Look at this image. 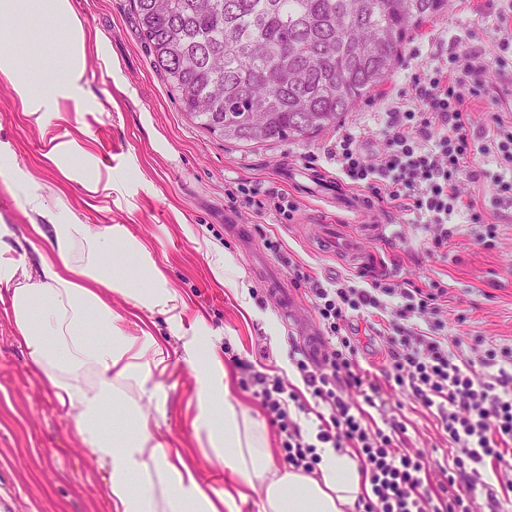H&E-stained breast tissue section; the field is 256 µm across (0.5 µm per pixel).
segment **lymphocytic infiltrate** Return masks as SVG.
<instances>
[{
	"label": "lymphocytic infiltrate",
	"instance_id": "lymphocytic-infiltrate-1",
	"mask_svg": "<svg viewBox=\"0 0 512 512\" xmlns=\"http://www.w3.org/2000/svg\"><path fill=\"white\" fill-rule=\"evenodd\" d=\"M498 2L497 56L456 52L451 65L423 69L390 102L375 144L345 131L330 149L350 185L377 203L435 225L431 244L437 250L447 246L448 224L456 214L484 225L487 238L496 236V224L487 221L476 199L462 192V181L488 183L498 204L512 206V112L498 105L484 83L487 69L501 63L502 52L512 48V0ZM478 100L493 107L479 141L471 131V106ZM487 158L495 171L484 167ZM292 271L295 282L309 284L315 312L328 335L337 339L321 360L303 354L292 362L312 396L332 407L317 427L316 443L353 449L358 458L362 479L370 485L358 497L361 512H471L484 469L498 476L512 471V345L489 344L476 360L463 349L450 348L444 337L411 327L400 328L391 340L382 375L409 391L423 408L434 410L451 445L453 465L442 470L439 483H432L430 461L411 450L405 424L393 420L382 428L372 418L380 387L363 367L358 347L343 334L351 317H371L383 309L381 285L328 288L300 266ZM445 294L436 282L401 289L402 317L437 315ZM236 365L243 387L259 398L276 427L288 465L312 471L318 462L315 443L291 418L281 378L241 359ZM351 390L362 395V403L348 399Z\"/></svg>",
	"mask_w": 512,
	"mask_h": 512
}]
</instances>
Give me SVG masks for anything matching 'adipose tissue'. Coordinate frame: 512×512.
Wrapping results in <instances>:
<instances>
[{"label": "adipose tissue", "mask_w": 512, "mask_h": 512, "mask_svg": "<svg viewBox=\"0 0 512 512\" xmlns=\"http://www.w3.org/2000/svg\"><path fill=\"white\" fill-rule=\"evenodd\" d=\"M21 22L47 34L64 26L66 50L41 54L38 70H31L12 49ZM91 41L104 51L105 38H89L72 0H0V77L35 125L66 121L65 102L79 110L91 106L85 68ZM46 157L63 179L88 193L111 191V171L102 170L72 132L53 137ZM0 178L19 198L30 236L48 242L28 259L15 248L12 228L0 224V303L42 384L72 413L75 433L106 469L109 512L237 510L232 493L206 487L185 454L156 438L167 413L165 377L174 344L193 371L195 431L239 485L262 488L260 512H347L354 505L361 475L350 449L316 448L319 462L311 474L274 463L265 424L230 397L224 357L205 319L190 316L186 299L142 240L121 224H87L60 190L35 181L2 142ZM116 244L137 263L144 284L113 269ZM116 295L126 299L127 311L113 310ZM156 315L170 339L154 335L148 320ZM116 406L118 427L112 424Z\"/></svg>", "instance_id": "1"}]
</instances>
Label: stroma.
I'll use <instances>...</instances> for the list:
<instances>
[{
    "label": "stroma",
    "mask_w": 512,
    "mask_h": 512,
    "mask_svg": "<svg viewBox=\"0 0 512 512\" xmlns=\"http://www.w3.org/2000/svg\"><path fill=\"white\" fill-rule=\"evenodd\" d=\"M88 33L108 39L111 63L96 50L87 56L88 89L94 101L81 112L83 138L100 161H111L112 192L89 195L74 182H58L45 154L57 127L31 124L7 82L0 80V139L11 142L18 162L38 179L61 183L73 208L98 227L126 225L152 250L171 284L205 315L220 349L241 359L260 362L288 387L301 390L309 413H329L327 403L305 391L297 369L289 362L291 346L305 336H325L308 287L293 288L291 315H284L249 269L248 255L228 226L248 224L258 244L276 238L287 257L269 255L274 269L292 280L291 264H299L321 283L351 280L404 281L421 285L444 282L446 311L438 325L422 329L480 353L487 342L512 345V220L499 221L500 209L485 184L464 190L482 204L488 221L497 223L493 243L483 240L484 227L454 218L447 247L426 249L433 230L407 211L388 210L379 218L385 235L365 242V265L340 255L314 250L313 240L323 219L319 200L301 194L288 181L286 169L320 170L336 176L328 150L336 138L328 131L297 142H269L242 147L212 137L188 121L152 66L130 0H76ZM497 13L489 0H448L437 18L427 23L405 47L399 68L378 92L348 113L342 129L375 136L385 120V107L396 93L408 88L415 74L433 64L442 48L496 50L493 31ZM245 185L258 190H285L297 210L292 221L279 223L251 207L232 202L230 192ZM224 248L234 261L233 285L218 282L203 252L200 238ZM279 345H272V337ZM169 412L157 438L170 448L189 449L207 485L224 490L233 484L228 471L212 458L205 441L192 426L188 402L193 390L190 366L172 352L167 376ZM375 419L406 422L414 449L433 463L448 458V437L436 419L396 386H383ZM105 470L81 447L72 417L56 407L43 388L39 371L18 342L14 327L0 303V512H108Z\"/></svg>",
    "instance_id": "1"
}]
</instances>
